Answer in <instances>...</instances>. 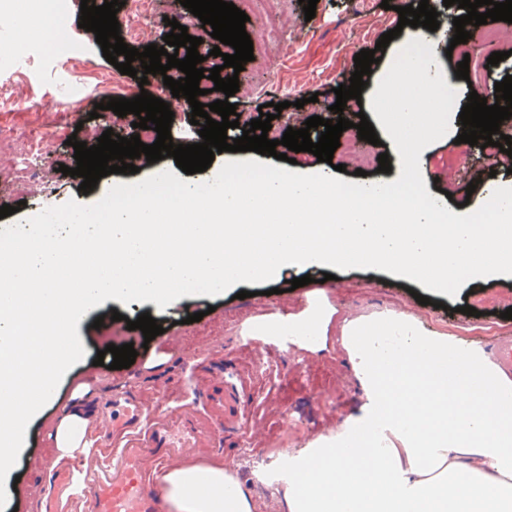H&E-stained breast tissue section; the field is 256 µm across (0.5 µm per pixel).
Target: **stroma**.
Instances as JSON below:
<instances>
[{"label":"stroma","instance_id":"35a3bbf8","mask_svg":"<svg viewBox=\"0 0 512 512\" xmlns=\"http://www.w3.org/2000/svg\"><path fill=\"white\" fill-rule=\"evenodd\" d=\"M385 0H372L370 12L359 10L358 0H318L315 16L306 19L302 4L288 0L281 21L277 42L268 47L272 66L259 61L245 63L241 73L247 86L262 88L261 96L235 93L231 103L237 110L254 112L260 105L283 103L278 119L288 126L289 117L299 113L303 117L332 118L331 107L336 102L335 87L348 83L355 70L354 56L364 49H374L383 33L399 29L397 39L391 40L373 65L367 85L361 95V111L369 122L377 116L370 110L376 86L383 80L388 66L400 44L411 38L410 28H399L398 7L419 4L420 0H386L389 8H382ZM82 61L77 68L62 66L55 59L31 54L19 57L11 54L0 58V90L18 99L12 109H0V127H12L26 136L38 137L50 108H78L92 114V127L98 131L113 130L131 136L135 115L114 120L111 111H96L100 102H108L110 90L97 87V72L110 70L100 44L88 38L78 46ZM440 70L448 73V82L454 97L448 105L443 133L430 139L424 146L425 162L420 168L430 196H438L441 189L454 190L446 207L454 214L468 213L465 204L468 185H475L477 194L486 195L499 187H512V173L505 168H492L479 146H464L462 151L449 150V139L457 138L463 126L459 114L467 101L470 89L466 80L456 78L457 61L447 58L445 46L435 52ZM304 100L302 109H295L296 100ZM75 167L74 151L64 138L53 143V154L44 166L42 192L25 194L19 188L0 183V205L13 206L14 214L1 218L0 224L9 226L38 214L44 202L56 205L69 200L84 204L98 202L99 198L118 183L125 182L122 174H111L99 180L93 191L79 189L80 177L59 173V165ZM319 280L320 291L329 313L326 332L318 345L297 358L288 348L287 340L274 337L259 339L255 327L261 323L284 321L299 315L308 306L309 287L286 291L287 280L302 276ZM246 290L247 298L237 299L238 290ZM425 292L420 283L369 268L304 270L282 268L271 281L243 283L241 288H229L211 297L185 296L166 308L151 302L107 300L88 310L78 323V335L86 351L85 356L63 376L53 400L48 401L28 428L25 447L18 458L14 473L19 481L8 489L7 501L0 512H46L49 481L46 462L51 459V443L47 436V420L62 415L71 404L72 390L77 382H87L90 403L97 411H104L113 391L135 393L151 410L159 411L179 405L191 384L193 363L207 354L217 352L236 363L256 366L268 362L275 366L277 377L264 385L265 395L260 401L258 422L246 445L222 448L224 456L239 466L241 478L251 479L260 498L269 495V484L256 480L252 469L255 455H274L280 448H301L318 434L327 432L336 420L359 413L364 403L363 394L352 377L345 358L337 349L338 320L363 312L387 314L393 311L412 313L420 329L435 335L458 336L478 348H485L494 338L512 336V320L504 319L503 311L512 307V276L496 275L483 280H470L457 296L431 295L429 304L416 301V294ZM475 308V315L462 314V306ZM120 313L121 321H113V313ZM201 313L200 321L188 322V315ZM147 313L164 329L145 341L140 330L128 329V321ZM101 328H94V321ZM114 326L123 331L127 342L137 352L130 367L112 369V355H105L103 365H95L98 350H103L104 330ZM196 336L195 345H186L187 336ZM302 377L318 382L317 390L295 393L290 401H282L279 385L282 381Z\"/></svg>","mask_w":512,"mask_h":512}]
</instances>
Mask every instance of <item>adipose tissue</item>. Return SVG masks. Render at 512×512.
<instances>
[{
	"instance_id": "1",
	"label": "adipose tissue",
	"mask_w": 512,
	"mask_h": 512,
	"mask_svg": "<svg viewBox=\"0 0 512 512\" xmlns=\"http://www.w3.org/2000/svg\"><path fill=\"white\" fill-rule=\"evenodd\" d=\"M439 37L414 28L385 75L386 85L411 88L380 116L407 172L448 110L445 78L424 64ZM424 100L431 111H416ZM338 342L364 393L360 413L306 447L279 449L267 503L234 461L188 452L160 476L168 512H512L511 378L482 351L430 335L402 312L344 318ZM101 426L83 407L51 422L56 459L94 464L90 437Z\"/></svg>"
}]
</instances>
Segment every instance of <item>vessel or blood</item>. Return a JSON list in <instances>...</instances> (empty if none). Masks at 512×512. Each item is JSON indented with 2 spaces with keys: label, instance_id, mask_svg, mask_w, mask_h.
<instances>
[{
  "label": "vessel or blood",
  "instance_id": "b4317fda",
  "mask_svg": "<svg viewBox=\"0 0 512 512\" xmlns=\"http://www.w3.org/2000/svg\"><path fill=\"white\" fill-rule=\"evenodd\" d=\"M499 369L512 375V338L491 347ZM217 378L199 397L198 408L148 412L128 395L112 399V443L90 469L56 466L50 476L52 512H160L164 489L157 475L188 448L240 441L251 423L255 392L249 373L235 364L209 361Z\"/></svg>",
  "mask_w": 512,
  "mask_h": 512
}]
</instances>
